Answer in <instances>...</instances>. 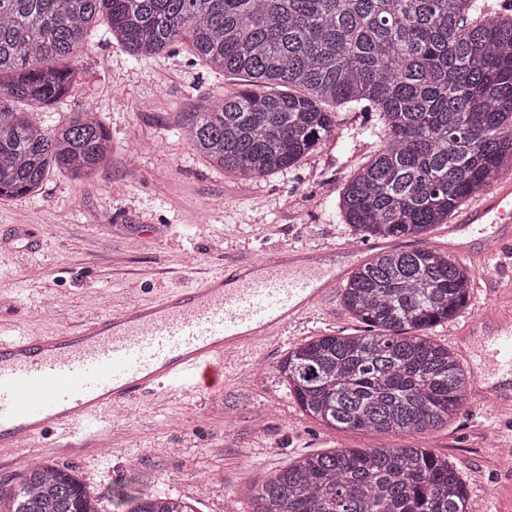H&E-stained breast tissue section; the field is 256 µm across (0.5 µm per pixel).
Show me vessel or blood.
<instances>
[{"label":"vessel or blood","instance_id":"vessel-or-blood-1","mask_svg":"<svg viewBox=\"0 0 512 512\" xmlns=\"http://www.w3.org/2000/svg\"><path fill=\"white\" fill-rule=\"evenodd\" d=\"M448 231L468 237L459 249L466 257L512 248V179L461 211ZM343 276L302 249L248 258L230 276L86 318L65 333L1 338L0 449L42 446L53 427L60 430L54 448H84L91 424L156 389L212 394L229 353L304 321ZM464 333L487 355L484 400L512 406V318L483 314Z\"/></svg>","mask_w":512,"mask_h":512}]
</instances>
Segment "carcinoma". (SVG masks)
I'll list each match as a JSON object with an SVG mask.
<instances>
[{"mask_svg":"<svg viewBox=\"0 0 512 512\" xmlns=\"http://www.w3.org/2000/svg\"><path fill=\"white\" fill-rule=\"evenodd\" d=\"M106 17L136 59L186 42L243 87L178 127L224 172H283L337 133L336 111L371 114L374 150L339 209L361 240L421 238L512 169V14L485 0H0V198L38 194L51 169L76 179L112 149L101 118L33 121L72 94L69 62ZM472 273L434 247L377 252L346 279L358 336H317L280 364L319 424L422 435L465 407L470 378L428 336L468 303ZM122 512H195L180 497L114 491ZM465 481L420 447L300 456L256 489L250 512H468ZM5 512H102L69 468L34 464Z\"/></svg>","mask_w":512,"mask_h":512,"instance_id":"1","label":"carcinoma"}]
</instances>
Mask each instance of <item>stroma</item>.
<instances>
[{
  "label": "stroma",
  "mask_w": 512,
  "mask_h": 512,
  "mask_svg": "<svg viewBox=\"0 0 512 512\" xmlns=\"http://www.w3.org/2000/svg\"><path fill=\"white\" fill-rule=\"evenodd\" d=\"M75 64L79 86L53 107L55 120L94 106L112 154L92 177L52 171L37 197L0 198V329L63 333L87 315L109 316L164 288H193L222 274L225 262L266 257L288 247L328 249L352 243L339 192L368 158L370 114H337L338 133L286 172L255 180L225 174L192 151L177 128L238 91L242 81L214 73L184 44L135 60L101 30ZM499 260L473 263L471 300L430 337L453 335L480 309L512 308V276ZM364 329L340 293L257 347L230 355L215 397L150 396L104 426L132 459L88 470L81 456L40 454L74 470L88 491L140 489L178 496L196 512H247L255 489L296 457L342 448L418 445L447 457L469 487L468 512L484 504L512 512V408L473 398L448 425L415 437L328 429L310 419L288 390L280 362L316 336Z\"/></svg>",
  "instance_id": "35a3bbf8"
}]
</instances>
